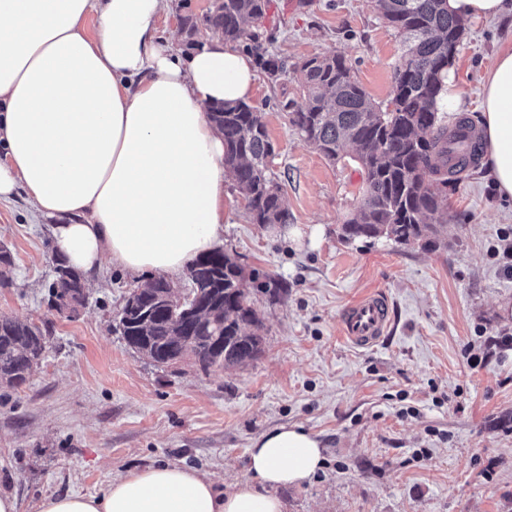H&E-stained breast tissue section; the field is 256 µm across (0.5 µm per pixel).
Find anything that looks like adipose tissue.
I'll list each match as a JSON object with an SVG mask.
<instances>
[{
  "mask_svg": "<svg viewBox=\"0 0 512 512\" xmlns=\"http://www.w3.org/2000/svg\"><path fill=\"white\" fill-rule=\"evenodd\" d=\"M457 18H512V0H447ZM178 0H0V201L24 195L50 222L59 259L94 277L176 274L222 242L224 135L208 105L248 100L250 55L205 34L178 51L158 20ZM95 15L94 35L83 23ZM484 164L512 199V48L479 106ZM320 440L299 426L255 438L249 479L224 490L161 464L112 478L103 494L44 499L39 512H285L275 488L310 481Z\"/></svg>",
  "mask_w": 512,
  "mask_h": 512,
  "instance_id": "1",
  "label": "adipose tissue"
}]
</instances>
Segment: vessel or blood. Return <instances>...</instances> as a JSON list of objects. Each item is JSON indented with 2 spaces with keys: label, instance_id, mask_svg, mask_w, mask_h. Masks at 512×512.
Masks as SVG:
<instances>
[{
  "label": "vessel or blood",
  "instance_id": "vessel-or-blood-1",
  "mask_svg": "<svg viewBox=\"0 0 512 512\" xmlns=\"http://www.w3.org/2000/svg\"><path fill=\"white\" fill-rule=\"evenodd\" d=\"M390 324L388 300L382 293L366 295L344 311L341 334L353 346L368 348L380 342Z\"/></svg>",
  "mask_w": 512,
  "mask_h": 512
}]
</instances>
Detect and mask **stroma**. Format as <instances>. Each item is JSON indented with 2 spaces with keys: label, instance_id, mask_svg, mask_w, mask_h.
<instances>
[{
  "label": "stroma",
  "instance_id": "1",
  "mask_svg": "<svg viewBox=\"0 0 512 512\" xmlns=\"http://www.w3.org/2000/svg\"><path fill=\"white\" fill-rule=\"evenodd\" d=\"M264 35L292 64L343 55L372 100L389 105L404 46L374 0H271ZM511 46L510 21L466 25L451 67L464 110L443 113L445 124L478 122L482 80ZM302 98L289 72L260 75L249 99L273 146L288 224L252 223L239 191L224 188V252L245 275L286 286L275 298L253 292L263 352L241 367H158L134 353L113 325L144 279L107 263L76 314L51 310V228L23 196L0 203V242L12 254L0 314L52 330L30 382L0 389V495L18 512L163 463L225 488L248 478L253 439L282 425L317 435L325 456L311 482L279 489L287 512H512V349L499 345L512 336V272L492 254L512 246V202L476 162L439 189L448 222L437 247L344 242L364 173L353 154L334 163L299 136L284 105ZM374 291L388 298L389 334L352 347L342 312Z\"/></svg>",
  "mask_w": 512,
  "mask_h": 512
}]
</instances>
